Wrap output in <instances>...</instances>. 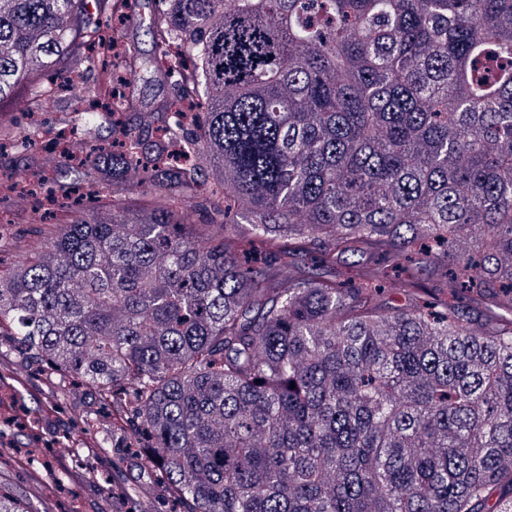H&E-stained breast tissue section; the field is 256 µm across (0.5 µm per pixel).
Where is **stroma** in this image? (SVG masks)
<instances>
[{"instance_id":"obj_1","label":"stroma","mask_w":512,"mask_h":512,"mask_svg":"<svg viewBox=\"0 0 512 512\" xmlns=\"http://www.w3.org/2000/svg\"><path fill=\"white\" fill-rule=\"evenodd\" d=\"M67 68L44 71L43 82L57 84L58 90L46 108L42 124L27 128L19 104L0 107V126L10 128L9 148L0 155L6 168L0 177V270L19 260L38 255L46 240V224L69 222L76 208L96 212L102 218L112 214V187L100 183L94 171L61 176L63 161L53 139L58 129L70 126L76 102L66 89ZM29 425L9 429L14 448L34 462L31 469L11 472L0 489L23 507L39 512H99L102 485L131 490L140 500L151 503L156 512H171V498L145 458L124 448H111L88 457L84 441L90 434L85 422L96 406L87 389L76 388L46 407L44 389L30 386L19 395ZM78 459L88 460L95 476L74 480L67 470Z\"/></svg>"}]
</instances>
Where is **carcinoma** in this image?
<instances>
[{"instance_id":"cac0c4a2","label":"carcinoma","mask_w":512,"mask_h":512,"mask_svg":"<svg viewBox=\"0 0 512 512\" xmlns=\"http://www.w3.org/2000/svg\"><path fill=\"white\" fill-rule=\"evenodd\" d=\"M127 3L0 0V104L41 110L61 59L94 73L78 116L112 184L110 222L0 272V349L88 388L179 512H512V0H157L167 63L122 60L174 79L156 106L85 51ZM207 168L224 206L189 224ZM315 251L394 264L408 303L285 279Z\"/></svg>"}]
</instances>
